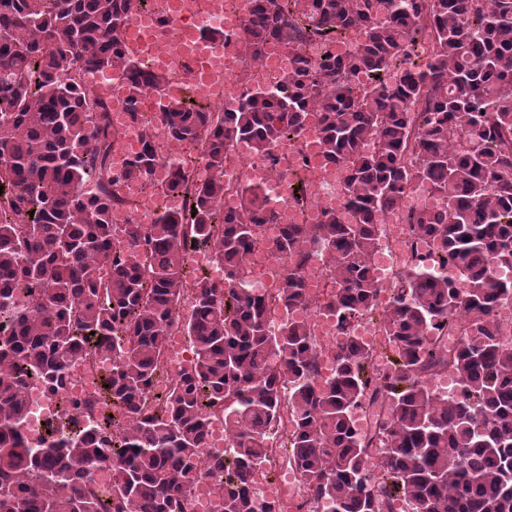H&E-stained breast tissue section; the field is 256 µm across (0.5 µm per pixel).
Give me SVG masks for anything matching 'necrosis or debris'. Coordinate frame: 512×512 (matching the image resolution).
I'll use <instances>...</instances> for the list:
<instances>
[{"instance_id": "necrosis-or-debris-1", "label": "necrosis or debris", "mask_w": 512, "mask_h": 512, "mask_svg": "<svg viewBox=\"0 0 512 512\" xmlns=\"http://www.w3.org/2000/svg\"><path fill=\"white\" fill-rule=\"evenodd\" d=\"M250 9V0H215L200 12V29L223 31V38L209 41L207 55L202 63L201 73L180 70L177 61L184 48L168 39L159 37L142 44L140 55L148 69L166 70L169 81L163 93L148 90L139 100L138 109L145 116L153 118L163 109L164 99H178L186 87L202 82L206 92L200 95L202 103L218 109L230 108L233 98L229 94L231 87L240 79H247L249 85L267 86L279 71L286 67L288 58L282 45L268 44L261 62L252 63L239 50L237 35L246 20ZM81 81L87 88L93 89L111 102V118L114 127L121 129V136L112 148V165L122 168L139 148L135 131L126 120L125 91L126 77L117 71H93L81 75ZM160 165L148 184L132 183L127 190L139 201V218L147 219L162 210L185 207L184 198L166 193V181L170 162L189 158L187 150L175 146L163 127L155 129ZM319 134L316 123H309L307 129L295 144H283L276 148L275 163L269 164L253 159L245 145H238L233 159L224 168L225 210L237 207L239 199L235 193L237 187L251 182H263L270 205L278 213L296 219L303 217L306 223L317 224L325 210L338 207L342 202V179L322 163L319 154ZM304 179L303 193L293 190L294 176ZM438 200L418 186H409L400 208L383 214L377 226L378 243L373 256V266L380 278L382 293L391 296L395 276L407 257V244L411 239L409 215L413 208L427 205L436 206ZM288 272L287 261L268 257L249 262L248 284L259 295L273 298L270 321L273 326H281L292 318H305L309 321L316 339L326 347L335 346L338 336L335 317L326 310H300L285 307L277 303L276 297L285 284ZM107 366L98 356L88 355L73 360L64 389L56 394L50 393L42 382L26 383L24 392L28 400V416L22 435L29 446H37L45 435L50 423L69 409L71 402L91 400L97 402V409L82 411L78 415L79 425L87 430L96 429L103 415L112 413L111 405L101 404L100 378ZM280 431H273L269 445L272 449L269 464L279 471L278 482L267 477H256L250 493L255 498L272 503L276 512H302L303 485L295 467L290 466L286 455L279 453Z\"/></svg>"}]
</instances>
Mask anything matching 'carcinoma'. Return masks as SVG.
Listing matches in <instances>:
<instances>
[{
    "mask_svg": "<svg viewBox=\"0 0 512 512\" xmlns=\"http://www.w3.org/2000/svg\"><path fill=\"white\" fill-rule=\"evenodd\" d=\"M145 3L0 0V512H191L205 409L218 403L236 448L211 472L219 512H274L247 486L263 472L269 431L282 419L309 506L512 512V340L493 316L512 300V281L494 273L512 268V0H252L243 47L256 60L278 42L288 69L222 113L189 97L169 102L159 122L173 139L202 145L209 175L198 182L191 162L170 165L166 192L190 205L116 224V211H133L120 183L146 182L159 165L155 127L135 123L140 149L113 171L110 103L87 97L78 75L124 72L129 112L145 90L161 89L167 76L125 45ZM352 31L354 50L336 54V40ZM313 41L323 56H310ZM359 74L368 83L357 84ZM311 111L324 162L344 171V202L321 223L286 224L263 244L290 262L278 300L333 312L345 336L322 381L323 348L309 323L272 329L268 300L244 288L261 226L279 223L265 186L241 187L239 210L220 211L235 144L270 160L301 135ZM420 149L422 163L409 165L407 154ZM410 184L446 202L412 216L414 237L439 243L440 254L412 246L411 266L381 307L371 266L377 221ZM313 243L340 285L333 299L305 288L300 270ZM202 247L230 279L196 278L191 314L181 318L186 255ZM376 315L392 350L384 376L368 373L371 350L347 335ZM175 326L195 357L150 406ZM91 351L112 358L102 394L133 425L106 418L107 439L51 426L28 447L21 384L37 379L59 392L71 362ZM444 369L460 380L455 399L431 385ZM367 394L369 406L390 412L358 438L350 408ZM373 447L383 449L377 463ZM107 463L109 496L92 478Z\"/></svg>",
    "mask_w": 512,
    "mask_h": 512,
    "instance_id": "carcinoma-1",
    "label": "carcinoma"
}]
</instances>
